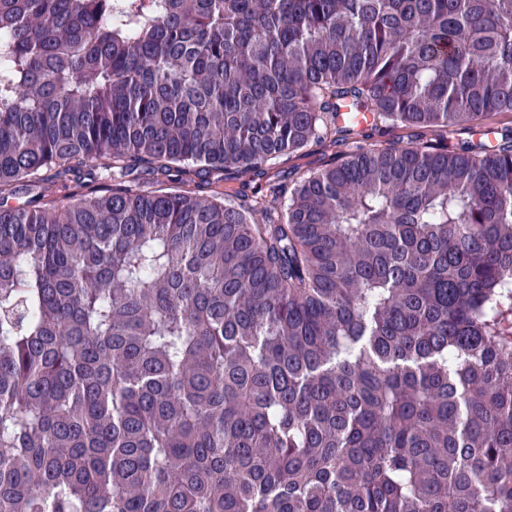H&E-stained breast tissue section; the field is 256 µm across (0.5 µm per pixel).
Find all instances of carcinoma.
I'll use <instances>...</instances> for the list:
<instances>
[{
	"instance_id": "obj_1",
	"label": "carcinoma",
	"mask_w": 512,
	"mask_h": 512,
	"mask_svg": "<svg viewBox=\"0 0 512 512\" xmlns=\"http://www.w3.org/2000/svg\"><path fill=\"white\" fill-rule=\"evenodd\" d=\"M2 58L0 512H512V131L448 141L512 0H0ZM334 151L325 144L312 142L304 149V154L299 159H294L288 165H298L301 171L320 170L330 163Z\"/></svg>"
}]
</instances>
